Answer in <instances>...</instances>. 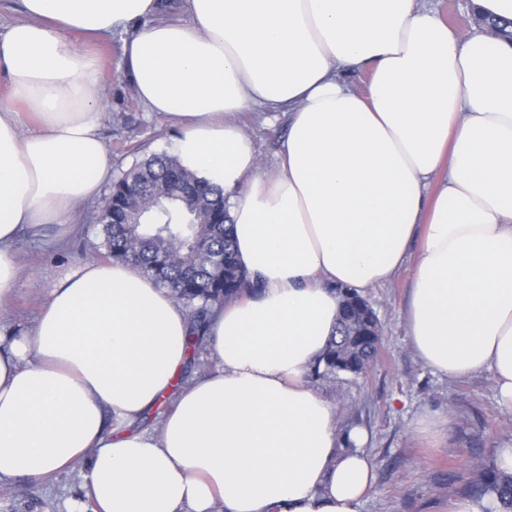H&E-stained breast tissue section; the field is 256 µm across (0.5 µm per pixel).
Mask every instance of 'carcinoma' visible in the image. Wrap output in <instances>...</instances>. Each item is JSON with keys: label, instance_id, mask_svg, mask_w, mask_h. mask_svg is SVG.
Returning <instances> with one entry per match:
<instances>
[{"label": "carcinoma", "instance_id": "obj_1", "mask_svg": "<svg viewBox=\"0 0 512 512\" xmlns=\"http://www.w3.org/2000/svg\"><path fill=\"white\" fill-rule=\"evenodd\" d=\"M154 190L152 203L141 205L130 179ZM118 211L141 212L138 224L102 225L106 261L136 265L169 289L187 312L190 349L202 344L211 309L255 288L234 249V223L224 189L187 172L176 158L154 154L116 178L110 192ZM341 296L336 331L309 374L312 381L366 373L382 343L381 323L364 296L349 288ZM473 493L497 494L512 512V474L480 469L471 481Z\"/></svg>", "mask_w": 512, "mask_h": 512}]
</instances>
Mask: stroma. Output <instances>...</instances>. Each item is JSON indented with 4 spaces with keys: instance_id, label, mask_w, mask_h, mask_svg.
<instances>
[{
    "instance_id": "1",
    "label": "stroma",
    "mask_w": 512,
    "mask_h": 512,
    "mask_svg": "<svg viewBox=\"0 0 512 512\" xmlns=\"http://www.w3.org/2000/svg\"><path fill=\"white\" fill-rule=\"evenodd\" d=\"M72 40L92 45L107 62L101 74L100 134L113 176L136 160L167 151L174 127L166 118L144 112L131 85L116 73L122 36L90 43L76 34ZM235 120L252 139L262 167L272 168L288 132L286 116L255 110L237 113ZM97 212L94 204L79 208L81 230L67 247L52 246L56 229L51 225L19 238L15 250L23 280L1 321L22 329L32 326L60 279L79 264L100 260L104 237ZM410 278L406 267L385 286L364 293L384 328L370 371L315 385L336 407L340 426L365 433L362 450L374 463L375 481L360 512H448L453 500L469 496L472 470L495 466L498 448L512 445V412L501 407L490 372L448 380L434 375L415 355L405 324ZM429 414L448 417L442 435L421 432V421ZM84 474L80 465L41 482H0V512H66L72 505L94 512Z\"/></svg>"
}]
</instances>
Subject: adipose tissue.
Returning a JSON list of instances; mask_svg holds the SVG:
<instances>
[{"instance_id":"adipose-tissue-1","label":"adipose tissue","mask_w":512,"mask_h":512,"mask_svg":"<svg viewBox=\"0 0 512 512\" xmlns=\"http://www.w3.org/2000/svg\"><path fill=\"white\" fill-rule=\"evenodd\" d=\"M0 28V301L14 244L75 231L110 168L105 62L74 33L130 32L117 65L170 151L223 186L255 291L215 308L186 381L184 307L139 267L78 266L31 328L0 327V481L82 465L99 512H359L374 464L307 375L336 286L412 269L410 345L489 371L512 411V44L421 0H22ZM369 70L363 92L347 73ZM288 116L273 170L236 113ZM158 426L136 429L152 410Z\"/></svg>"}]
</instances>
